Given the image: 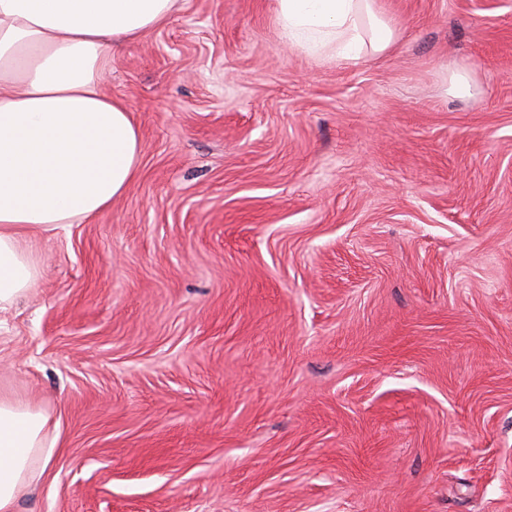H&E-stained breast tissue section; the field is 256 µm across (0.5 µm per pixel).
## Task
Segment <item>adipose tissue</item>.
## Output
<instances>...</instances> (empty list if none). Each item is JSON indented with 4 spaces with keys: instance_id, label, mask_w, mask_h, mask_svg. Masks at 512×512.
Listing matches in <instances>:
<instances>
[{
    "instance_id": "obj_1",
    "label": "adipose tissue",
    "mask_w": 512,
    "mask_h": 512,
    "mask_svg": "<svg viewBox=\"0 0 512 512\" xmlns=\"http://www.w3.org/2000/svg\"><path fill=\"white\" fill-rule=\"evenodd\" d=\"M176 0H0V308L38 277L20 246L30 227L93 221L139 173L142 144L126 104L102 82L112 52L173 14ZM284 37L358 62L394 29L377 0H275ZM49 415L0 399V512H14L54 451Z\"/></svg>"
}]
</instances>
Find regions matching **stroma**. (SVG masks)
<instances>
[{
	"instance_id": "stroma-1",
	"label": "stroma",
	"mask_w": 512,
	"mask_h": 512,
	"mask_svg": "<svg viewBox=\"0 0 512 512\" xmlns=\"http://www.w3.org/2000/svg\"><path fill=\"white\" fill-rule=\"evenodd\" d=\"M378 7L355 65L274 0L113 53L139 175L0 312L60 430L15 512H512V0Z\"/></svg>"
}]
</instances>
